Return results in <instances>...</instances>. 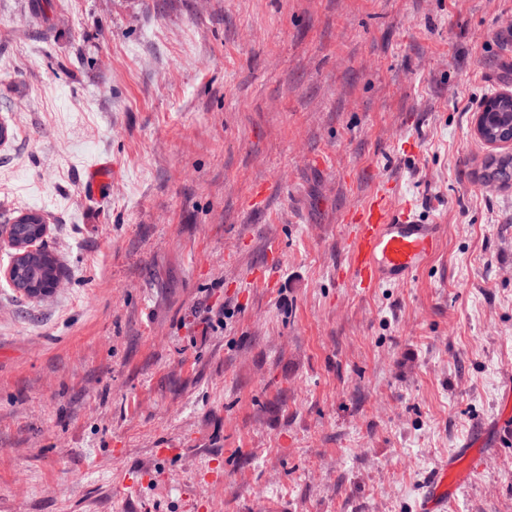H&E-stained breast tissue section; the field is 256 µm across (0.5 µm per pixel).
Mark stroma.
<instances>
[{"instance_id": "stroma-1", "label": "stroma", "mask_w": 512, "mask_h": 512, "mask_svg": "<svg viewBox=\"0 0 512 512\" xmlns=\"http://www.w3.org/2000/svg\"><path fill=\"white\" fill-rule=\"evenodd\" d=\"M510 18L0 0V212L43 215L61 281L25 296L0 248V512H418L477 433L446 512H512V145L473 134ZM384 181L446 232L364 290L348 219ZM474 440H468L463 448L448 455L431 474L422 494L419 512H442V507L468 480L474 471L481 469L482 450Z\"/></svg>"}]
</instances>
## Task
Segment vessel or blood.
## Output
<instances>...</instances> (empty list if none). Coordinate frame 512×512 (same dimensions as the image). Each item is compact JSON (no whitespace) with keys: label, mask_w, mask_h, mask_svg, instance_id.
<instances>
[{"label":"vessel or blood","mask_w":512,"mask_h":512,"mask_svg":"<svg viewBox=\"0 0 512 512\" xmlns=\"http://www.w3.org/2000/svg\"><path fill=\"white\" fill-rule=\"evenodd\" d=\"M390 184H383L351 217L348 277L359 288L405 285L436 254L445 228L417 218L410 206H393ZM482 465L473 443L449 454L431 474L419 512H441L444 504Z\"/></svg>","instance_id":"b4317fda"}]
</instances>
